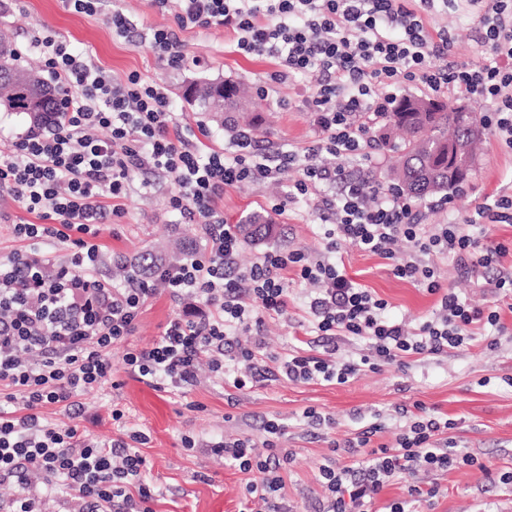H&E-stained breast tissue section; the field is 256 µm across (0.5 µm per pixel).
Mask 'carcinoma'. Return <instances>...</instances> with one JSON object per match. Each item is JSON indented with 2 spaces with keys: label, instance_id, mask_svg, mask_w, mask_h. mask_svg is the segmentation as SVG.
Masks as SVG:
<instances>
[{
  "label": "carcinoma",
  "instance_id": "cac0c4a2",
  "mask_svg": "<svg viewBox=\"0 0 512 512\" xmlns=\"http://www.w3.org/2000/svg\"><path fill=\"white\" fill-rule=\"evenodd\" d=\"M24 67L19 52L11 45L0 41V107L8 112L27 115L34 123L40 124L46 114L64 111L63 92L47 79L39 80L42 98L38 111H29L34 89L19 82L10 85L6 75L23 76ZM232 94L224 97V106H219L206 88L198 90L194 102L205 112L224 110L234 114L233 125L259 131V117L250 113L247 103L251 97L248 86L241 82L232 84ZM388 127L401 134V144L396 147L400 152L397 164L392 170L397 189L412 198L424 199L437 195H448L449 190L460 191V182L448 180L446 164L448 141L464 137L468 139L470 154L481 140L477 113L470 112L467 117L457 110H450L440 101L428 97L402 96L396 99L391 111L385 113ZM275 225L262 214L255 213L238 225L243 240L255 242L270 237Z\"/></svg>",
  "mask_w": 512,
  "mask_h": 512
}]
</instances>
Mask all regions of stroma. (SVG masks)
I'll return each instance as SVG.
<instances>
[{
    "label": "stroma",
    "instance_id": "1",
    "mask_svg": "<svg viewBox=\"0 0 512 512\" xmlns=\"http://www.w3.org/2000/svg\"><path fill=\"white\" fill-rule=\"evenodd\" d=\"M115 10L136 22L138 35L133 40L113 35L108 17ZM173 24V10H161L153 0H105L102 11L93 15L72 12L65 0H9L0 9V36L21 52L25 64L42 67L31 39L46 26L65 36L75 50L91 56L112 77L123 79L136 72L164 84L179 121L192 133L201 134L202 153L230 149L233 141L227 129L182 97L186 84L203 80L232 79L252 89L266 129L257 138L262 152L303 147L314 140L317 127L313 113L307 110L316 89L314 76L277 82L274 75L281 69L278 59L240 54L234 33L222 28L183 32L187 60L180 69H171L151 49L148 36L151 29ZM426 26L431 36L448 34L458 60L477 61L476 33L465 0H458L452 11L428 15ZM322 161L329 166L340 163L330 155L323 156ZM394 162V153L378 145L367 156L340 164L349 177L371 176L383 182ZM298 178L297 169L292 168L278 178L227 190L218 199V208L231 224L270 210L276 203L284 208L282 215L273 218L278 226L276 234L258 244L243 245L238 266H250L263 253L280 248L299 249L313 258L324 254V233L334 219L315 210L306 198L289 197L288 190ZM149 182L148 188H135L123 199V217L97 236L103 269H110L118 256L131 257L144 250L171 253L180 242L197 250L204 248L206 236L201 225L187 223L167 205L172 178L153 176ZM502 195L512 196V150L487 132L463 192L452 194L441 208H432L427 200L420 208L426 223L459 222L475 204ZM39 221L37 214L0 192V258L19 252L67 259L69 249L64 243H34L14 237V224ZM332 259L347 278L384 299L386 314L392 319L414 327L431 318L437 308V295L429 293L425 285L395 276L393 259L350 244L339 246ZM423 261L434 269L442 287L455 291L470 305L498 306L510 335L493 346L479 336L441 355L407 356L402 362L361 372L342 385L279 377L240 391L205 366L199 384L189 392H164L138 381L123 362L128 350L158 340L168 322L180 313L179 303L162 288L144 308L134 332L112 350L113 386L79 396L85 410L79 426L101 440L130 431L147 435V444L138 451L147 460L149 480L159 490L152 503L154 512H241L249 474L225 464L206 444L227 436L247 437L259 445L265 438L264 421L284 423L280 445L292 453L281 491L288 512H320L325 490L318 466L329 455L331 442L354 439L365 427L378 422L383 429L374 437V444L394 443L401 426L396 407L419 402L430 412L454 420L449 438L468 448L479 461L475 467L418 473V482L435 483L440 488L437 498L419 504V512H512V484L499 480L501 472L512 469V292L489 287L487 280L493 272L485 268L478 266L467 272L453 257L438 254L424 256ZM287 277L292 300L287 314L266 318L264 351L282 357L300 348L322 355L323 343L308 328L302 311L312 286L298 279L296 269H289ZM116 408L124 413L118 422L112 419ZM311 408L329 417L330 425L317 429L309 426L303 413ZM189 438L194 440V447H186Z\"/></svg>",
    "mask_w": 512,
    "mask_h": 512
}]
</instances>
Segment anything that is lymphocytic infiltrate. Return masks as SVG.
I'll list each match as a JSON object with an SVG mask.
<instances>
[{
  "mask_svg": "<svg viewBox=\"0 0 512 512\" xmlns=\"http://www.w3.org/2000/svg\"><path fill=\"white\" fill-rule=\"evenodd\" d=\"M154 2L175 10V28L154 29L150 42L170 66L186 59L181 31L222 27L236 35L243 53L279 59L283 76L314 73L311 110L318 135L302 151L272 161L258 151L252 134L241 130L233 153L200 157L179 127L163 85L136 73L115 79L90 56L73 51L56 31L34 34L32 46L63 90L66 105L61 121L0 151V188L40 217L36 224L14 225L16 238L55 239L66 243L70 254L63 262L18 253L0 259V484L17 487L8 512H41L43 498L27 479L31 472L41 474L47 487H63L90 512H153L155 487L138 451L147 441L145 433L134 432L126 441L98 440L78 424L45 421L41 410L71 405L111 381L113 346L131 335L158 288H167L183 312L152 346L127 351L124 363L138 380L169 392L184 393L197 384L205 353L212 371L238 390L276 374L343 384L366 368L459 347L477 323L507 333L497 308L471 307L443 289L419 258L449 254L490 266L504 244L482 242L470 229L487 220L512 222L511 198L478 204L459 224L429 225L422 223L414 200L377 183L345 180L341 168L326 167L321 157L360 154L368 144L370 121L391 109L396 87L415 80L434 91L453 86L485 103V127L512 149V0H471L480 33L476 63L451 60L450 39L433 40L423 25V14L447 8L452 0ZM439 55L449 56L447 68L434 65ZM100 129L108 131V139L97 137ZM293 167L301 173L294 185L299 195L314 193L323 183L343 184L338 196L321 200L336 216L326 252L350 243L389 257L396 242H407L409 251L396 261L394 272L426 283L439 295L434 318L415 329L387 319L384 300L353 284L335 264L299 250L269 251L251 266H236L242 240L225 222L217 199L227 189ZM148 172L173 178L170 207L206 225L210 247L204 255L154 266L149 275L127 277L117 286L96 275L99 247L93 239L107 216L122 215L121 199L136 176ZM292 267L299 268L302 280L319 285L305 308L312 330L359 339L368 354L353 360L296 351L273 360L246 347L241 351L246 371L231 373L224 363L226 347L240 333L260 331L265 315L287 314ZM400 415L405 423L394 445H373L381 430L377 424L356 439L333 443V450H345L353 462L340 466L328 457L320 465L327 490L323 512H374L380 493L396 480L405 481L406 496L390 503L389 512H416L417 503L439 493L438 486L414 482L417 472L477 465L467 449L448 440L453 421L418 403ZM263 429L264 453H256L246 438H227L211 448L240 471L260 472V480L243 489L247 512H280L276 499L292 454L279 445L282 423L271 420Z\"/></svg>",
  "mask_w": 512,
  "mask_h": 512,
  "instance_id": "obj_1",
  "label": "lymphocytic infiltrate"
}]
</instances>
